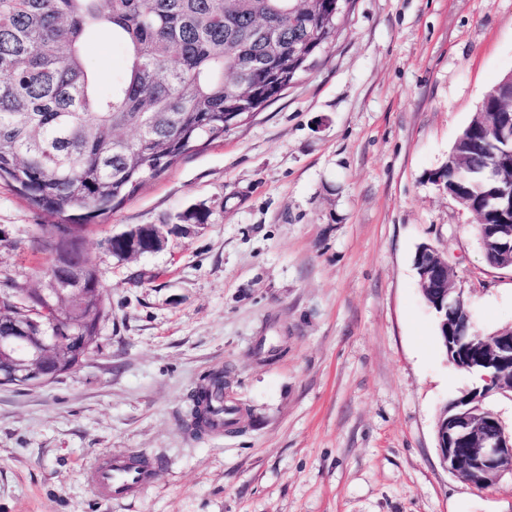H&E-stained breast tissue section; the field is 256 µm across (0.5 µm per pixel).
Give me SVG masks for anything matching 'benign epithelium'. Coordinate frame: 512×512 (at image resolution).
<instances>
[{
    "label": "benign epithelium",
    "mask_w": 512,
    "mask_h": 512,
    "mask_svg": "<svg viewBox=\"0 0 512 512\" xmlns=\"http://www.w3.org/2000/svg\"><path fill=\"white\" fill-rule=\"evenodd\" d=\"M489 177L499 183L501 201L512 203V174L491 169ZM487 241L502 251L512 246V224L494 225ZM163 242L162 226H137L113 235L109 248L120 245L127 256L133 257L156 252ZM46 245L61 259L55 271L43 280L39 295L49 288L56 296L66 298L77 292L73 280L63 273L70 240L50 239ZM414 265L422 293L428 297L431 289H441L440 300L450 312H459L464 303L461 289L450 278L448 264L437 250L429 244L421 245ZM20 309L26 318L15 325L14 335L0 336V385L41 386L55 377L49 370L56 364L54 352L81 347L83 337L74 331V322L68 316L59 311L50 313L30 298ZM472 345L479 363L487 367L481 373L484 389H474L465 394V399L443 406L436 422V442L449 472L487 488L507 474L512 476V430H507L498 415L484 405L493 393L512 394V374L493 370L502 361L512 360V328L480 341L474 339Z\"/></svg>",
    "instance_id": "obj_1"
}]
</instances>
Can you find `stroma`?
Here are the masks:
<instances>
[{"label":"stroma","mask_w":512,"mask_h":512,"mask_svg":"<svg viewBox=\"0 0 512 512\" xmlns=\"http://www.w3.org/2000/svg\"><path fill=\"white\" fill-rule=\"evenodd\" d=\"M511 72L512 0H350L315 69L87 224L98 345L45 385H0V512H512L511 478L481 488L440 460L437 414L479 378L447 361L413 266L433 245L475 329L512 325V268L429 178ZM56 221L0 182V289L40 288ZM145 224L159 251L112 254ZM217 369L243 428L193 435L187 396ZM132 452L151 486L101 500L88 470ZM163 225L137 226L119 234L112 235L109 248L114 251L115 245H121L126 251L127 257L153 253L161 249L164 242ZM149 232L150 236L146 237ZM144 241L143 248L140 242Z\"/></svg>","instance_id":"1"}]
</instances>
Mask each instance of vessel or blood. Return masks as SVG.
I'll return each mask as SVG.
<instances>
[{
    "mask_svg": "<svg viewBox=\"0 0 512 512\" xmlns=\"http://www.w3.org/2000/svg\"><path fill=\"white\" fill-rule=\"evenodd\" d=\"M152 481L149 466L135 455H107L100 459L91 477L96 494L110 501H120L144 491Z\"/></svg>",
    "mask_w": 512,
    "mask_h": 512,
    "instance_id": "b4317fda",
    "label": "vessel or blood"
}]
</instances>
